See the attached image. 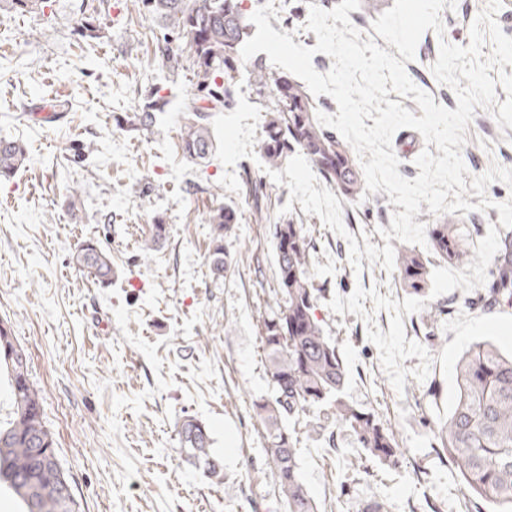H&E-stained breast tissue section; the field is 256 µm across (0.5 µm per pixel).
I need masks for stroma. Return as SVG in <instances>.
<instances>
[{"label": "stroma", "mask_w": 512, "mask_h": 512, "mask_svg": "<svg viewBox=\"0 0 512 512\" xmlns=\"http://www.w3.org/2000/svg\"><path fill=\"white\" fill-rule=\"evenodd\" d=\"M285 0L271 26L294 43L315 46L305 28L310 4ZM95 7L96 39L77 28L82 5ZM128 0H44L20 14L0 0V136L19 140L29 162L0 181V322L26 352L29 378L41 390L52 432L82 512H284L264 452L253 400L268 395L260 344L264 302L276 273L270 225H305L313 245L316 287L325 291L317 316L344 354L347 398L377 411L404 448L380 464L337 437L303 439L301 475L323 512H358L377 500L388 512H491L463 494L454 463L438 455L435 433L451 410L455 365L482 339L512 347V308L464 304L489 278L500 250L497 203L512 188L491 183L493 208L451 214L462 225L481 268L448 266L430 246L426 296L404 288L381 263L354 271L347 235L384 247L396 205L386 192L343 202L340 236L301 206L284 212L289 189L268 180L250 158L237 178L264 179L268 221L257 222L247 192L220 184L217 158L192 161L180 148L183 97L190 69L170 72L157 52L165 24L127 7ZM487 0H456L443 9V32L425 31L406 65L435 103L456 109L454 91L432 72L441 42L468 46L470 27ZM167 102L154 129L129 130L147 95ZM68 100L63 119L37 115L43 100ZM462 159L470 175L492 165L512 169V128L476 108ZM233 206L239 216L224 245L223 278L210 273V210ZM168 240L145 242L155 221ZM97 238L112 257L111 287L95 285L72 261L77 245ZM187 417L202 422L224 464L217 483L182 454L177 436Z\"/></svg>", "instance_id": "stroma-1"}]
</instances>
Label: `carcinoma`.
I'll return each mask as SVG.
<instances>
[{"instance_id": "carcinoma-1", "label": "carcinoma", "mask_w": 512, "mask_h": 512, "mask_svg": "<svg viewBox=\"0 0 512 512\" xmlns=\"http://www.w3.org/2000/svg\"><path fill=\"white\" fill-rule=\"evenodd\" d=\"M137 10L169 23L177 40L167 37L157 45L168 68L189 62L195 78L194 93L184 97L181 136L183 154L204 158L214 150L212 117L232 106L235 96L234 64L249 36L250 24L242 0H129ZM250 75L259 90H269L261 150L265 164L281 167L288 153L299 152L315 167L341 198L352 201L365 192V179L355 151L335 133L323 129L314 116L311 98L284 71L251 65ZM166 101L146 98L134 113L131 127L150 130ZM27 159L17 140L0 138V178L9 177ZM255 219L268 220L262 205L267 194L262 181L246 178ZM210 271L224 277L229 253L224 236L238 223L237 211L221 206L210 211ZM435 253L458 268L481 264L467 246L461 228L446 221L429 225ZM498 237L508 252L490 269L488 287L467 298L470 306L512 307V228L501 227ZM276 278L260 321V342L271 394L253 401L252 409L264 430L265 454L273 465L280 500L286 512H318L304 484L299 466L302 438L318 434L329 450H336V432L350 433L358 447L384 464L404 452L392 429L378 414L343 397L344 359L336 343L325 334L315 311L320 290L311 273V240L302 224H273ZM74 264L100 285L112 283V258L96 239L82 242L72 256ZM396 264L404 287L415 295L425 293L430 281L429 262L421 254L400 248ZM16 344L11 329L0 324V377L10 386V408L0 418V487L23 504L24 512H80L79 503L68 505L60 493L68 479L60 461L42 470L34 464L30 448L36 443L55 454L54 440L42 411V395L30 383L28 372L15 364ZM456 398L437 440L459 470L464 493L482 497L493 512H512V352L492 340L473 344L456 366ZM178 442L187 461L201 464L207 475L224 481V465L211 453L206 426L185 418Z\"/></svg>"}]
</instances>
